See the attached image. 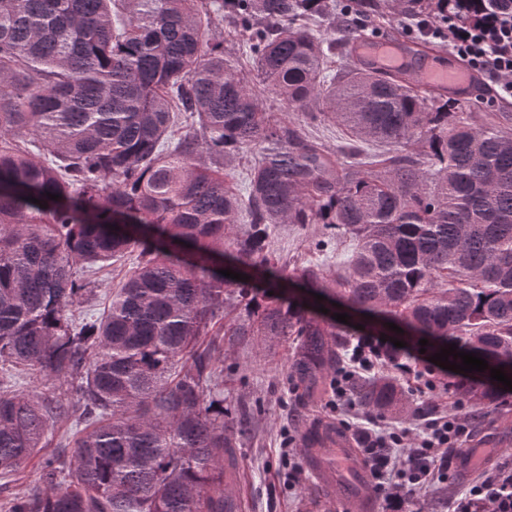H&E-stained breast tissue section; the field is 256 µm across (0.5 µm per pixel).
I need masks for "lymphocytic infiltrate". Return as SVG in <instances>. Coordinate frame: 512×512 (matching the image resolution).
<instances>
[{"label": "lymphocytic infiltrate", "mask_w": 512, "mask_h": 512, "mask_svg": "<svg viewBox=\"0 0 512 512\" xmlns=\"http://www.w3.org/2000/svg\"><path fill=\"white\" fill-rule=\"evenodd\" d=\"M412 20L422 38L447 42L468 69L488 75L498 86L496 99L512 98V0H453L451 6L413 15ZM384 367L412 379L421 394L438 388L433 365L420 353L381 341L379 333L364 332L332 381L334 411H354L360 374ZM355 431L383 512H405L417 492L449 481L452 455L471 437L470 414L463 407L452 414L419 410L409 427L390 424L379 415ZM454 512H512V470L502 468L469 484Z\"/></svg>", "instance_id": "1"}]
</instances>
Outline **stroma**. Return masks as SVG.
Instances as JSON below:
<instances>
[{"label":"stroma","instance_id":"obj_1","mask_svg":"<svg viewBox=\"0 0 512 512\" xmlns=\"http://www.w3.org/2000/svg\"><path fill=\"white\" fill-rule=\"evenodd\" d=\"M360 10L368 37L399 41L416 59L429 52L445 53L455 61L446 43L427 42L407 30L405 16L397 14L392 0H361ZM320 225H280L273 248L287 274H295L309 258ZM296 337L283 339L272 352L241 347L224 358V413L236 419L249 415L251 431L237 440L234 462L239 471L235 485L243 512H347L345 504L323 491L307 469L303 448L306 436L320 426H338L339 417L327 408L329 385L315 393L289 374ZM295 438L290 459L281 455L284 433ZM467 452L475 462L469 472L459 473L455 485L435 484L413 497L409 512H453L454 498L462 484L478 479L499 466L512 464V392H506L485 410L483 422L473 429Z\"/></svg>","mask_w":512,"mask_h":512}]
</instances>
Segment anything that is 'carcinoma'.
I'll return each mask as SVG.
<instances>
[{"mask_svg":"<svg viewBox=\"0 0 512 512\" xmlns=\"http://www.w3.org/2000/svg\"><path fill=\"white\" fill-rule=\"evenodd\" d=\"M334 13L335 0H0V475L77 427L71 457L57 443L4 512H233L224 451L250 421H224V353L298 336L291 373L316 386L342 335L311 315L316 293L371 331L392 322L433 354L485 359L452 384L476 420L497 399L490 369L512 379V129L353 48L329 73L336 42L314 15ZM216 21L247 36L252 69L209 37ZM266 93L353 143L330 152ZM369 142L396 149L367 161ZM246 155L241 195L224 168ZM280 224L352 240L344 273L326 279L319 240L286 274ZM134 251L107 310L77 316L95 294L79 269ZM354 395L410 408L387 377Z\"/></svg>","mask_w":512,"mask_h":512,"instance_id":"carcinoma-1","label":"carcinoma"}]
</instances>
